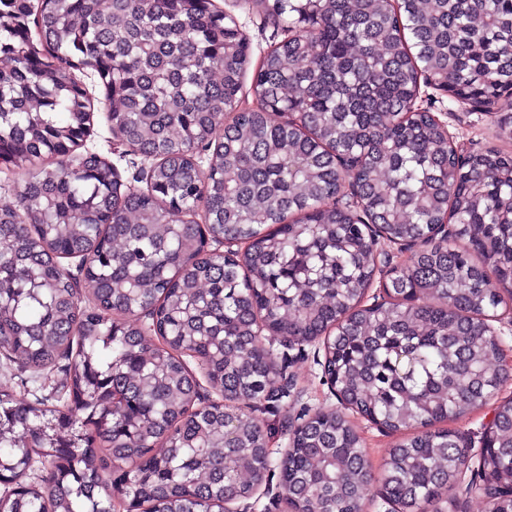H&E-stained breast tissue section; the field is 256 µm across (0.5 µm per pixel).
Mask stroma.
I'll use <instances>...</instances> for the list:
<instances>
[{
  "instance_id": "1",
  "label": "stroma",
  "mask_w": 512,
  "mask_h": 512,
  "mask_svg": "<svg viewBox=\"0 0 512 512\" xmlns=\"http://www.w3.org/2000/svg\"><path fill=\"white\" fill-rule=\"evenodd\" d=\"M214 4L236 17L249 39L253 60H260L271 45L281 41L280 29L271 20L252 11L246 0H214ZM76 77L86 89L93 111L90 130L79 148L80 153L107 157L122 179H131L138 170L147 168V160L135 159L128 147L113 137L107 121L106 90L97 73L84 69L77 71ZM420 93L432 112L447 122L448 130L457 142L471 149L495 144L512 150V139L503 134L502 113L473 109L472 106L451 101L443 92L426 86L421 87ZM323 360L324 349L318 342L286 350L281 364L293 381L291 395L281 406L259 415L260 420L272 429L273 450L284 449L287 444L288 433L282 428L284 421L296 419L316 408L337 407L336 397L322 378ZM66 383L65 372L54 370L43 379L41 388H34L26 373L0 354V393L18 400L31 401L39 395L45 397L63 391ZM349 419L368 452L372 472L381 474L391 448L402 441V433L387 431L355 413L350 414Z\"/></svg>"
}]
</instances>
